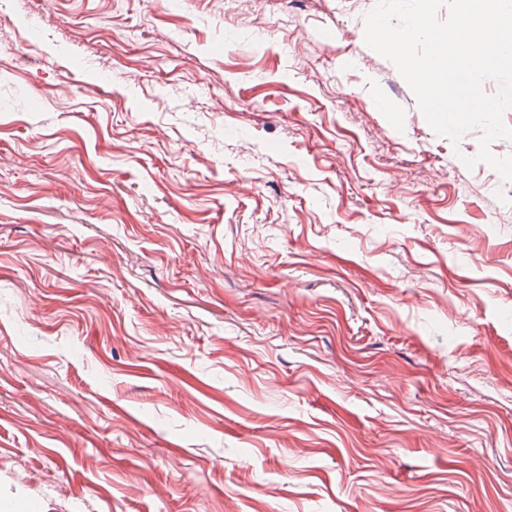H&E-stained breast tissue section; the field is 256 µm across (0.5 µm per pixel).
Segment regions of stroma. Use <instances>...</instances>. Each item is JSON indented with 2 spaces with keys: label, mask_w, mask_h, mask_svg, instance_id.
<instances>
[{
  "label": "stroma",
  "mask_w": 512,
  "mask_h": 512,
  "mask_svg": "<svg viewBox=\"0 0 512 512\" xmlns=\"http://www.w3.org/2000/svg\"><path fill=\"white\" fill-rule=\"evenodd\" d=\"M377 0H0V507L512 512V181Z\"/></svg>",
  "instance_id": "1"
}]
</instances>
